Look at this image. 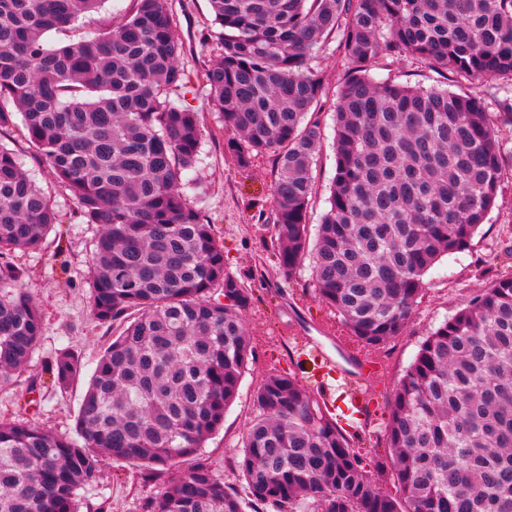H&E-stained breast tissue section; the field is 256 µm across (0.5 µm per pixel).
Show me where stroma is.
<instances>
[{
	"mask_svg": "<svg viewBox=\"0 0 512 512\" xmlns=\"http://www.w3.org/2000/svg\"><path fill=\"white\" fill-rule=\"evenodd\" d=\"M169 3L183 47L179 64L186 74L184 87L171 92L170 99L198 112L201 129L200 163L188 174L185 193L212 223L215 237L224 247L227 270L244 277L252 290L242 318L253 358L241 378L237 398L225 412L223 427L205 441L203 452L226 485L244 492L235 464L242 434L257 413L253 393L266 376L289 373L340 416L342 427L354 437L365 470L381 492L394 493L384 435L397 385L422 341L436 327L465 307L480 289L512 273V167L503 169L497 204L469 249L442 257L426 273L415 311L401 333L383 344L365 345L350 333L342 317L319 299L307 270H297L287 279L275 268L268 251L275 178L272 159L259 156L249 166L237 164L226 148L234 133L224 128L211 109L204 87L203 73L219 54L220 27L213 21L208 0ZM312 65L323 75L326 88L324 107L316 115L322 131L310 211V222L316 225L328 208L335 168L336 91L347 75L348 64L342 56L327 51L314 58ZM373 76L424 88L449 84L479 94L492 112L499 111L501 100L512 99V86L505 82L444 79L404 57L382 59ZM0 143L16 150L24 170L44 190L61 218L42 247L19 257L27 272L23 286L43 316V334L21 368L16 386L0 390V421L27 418L51 433L69 436L75 432L87 377H80L64 391L41 387L31 392L27 382L33 377L46 378L50 363L64 347L79 354L86 371L93 370L112 336L111 328L93 318L89 304L90 265L100 227L84 223L69 192L54 179L40 153L24 140L19 127L0 130ZM314 340L335 361L353 352L373 368L371 379L362 386L360 409H353L341 391L324 386L326 368L303 351L304 343ZM173 475L170 469L155 476L139 467L107 462L98 483L80 489V512H96L103 505L111 512H143L146 501L161 492Z\"/></svg>",
	"mask_w": 512,
	"mask_h": 512,
	"instance_id": "stroma-1",
	"label": "stroma"
}]
</instances>
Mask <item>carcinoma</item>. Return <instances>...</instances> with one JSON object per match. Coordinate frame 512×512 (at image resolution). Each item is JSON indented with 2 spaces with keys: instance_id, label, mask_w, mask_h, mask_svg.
Returning a JSON list of instances; mask_svg holds the SVG:
<instances>
[{
  "instance_id": "obj_1",
  "label": "carcinoma",
  "mask_w": 512,
  "mask_h": 512,
  "mask_svg": "<svg viewBox=\"0 0 512 512\" xmlns=\"http://www.w3.org/2000/svg\"><path fill=\"white\" fill-rule=\"evenodd\" d=\"M105 0H0V127L26 140L98 224L91 313L115 335L80 404L76 433L0 422V512H80L103 462L158 473L187 463L144 512H512V275L481 289L421 344L396 390L386 436L399 495L379 491L349 435L295 376L271 374L242 436L249 502L202 453L252 357L251 301L211 224L183 192L200 159L198 113L175 105L182 43L169 0H132L118 26L76 32ZM221 57L208 102L237 162L273 158L271 242L282 276L308 266L319 298L378 345L412 316L422 277L467 250L499 195L506 158L485 100L376 81L385 57L442 78L512 85V0H209ZM75 32L52 45L50 32ZM350 64L336 91L335 174L316 232L309 213L325 96L312 59ZM60 223L0 144V388L43 333L16 255ZM220 286L223 299L213 298ZM83 370L61 350L66 390Z\"/></svg>"
}]
</instances>
